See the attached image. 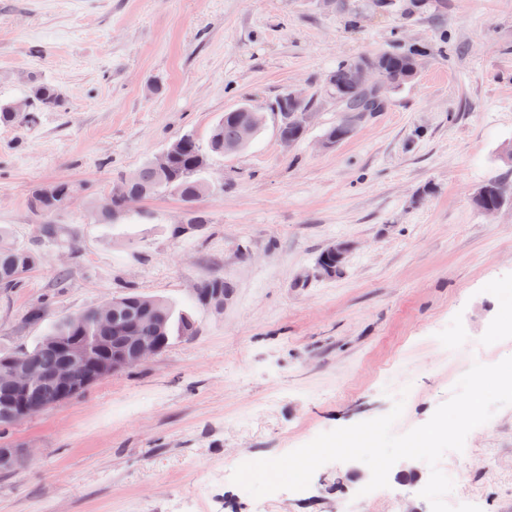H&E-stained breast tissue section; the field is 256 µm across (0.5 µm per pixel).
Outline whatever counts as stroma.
I'll return each instance as SVG.
<instances>
[{
	"mask_svg": "<svg viewBox=\"0 0 512 512\" xmlns=\"http://www.w3.org/2000/svg\"><path fill=\"white\" fill-rule=\"evenodd\" d=\"M392 49L416 57V77L321 149L338 118L329 72ZM33 79L65 104L0 125V227L37 246L29 195L67 181L75 203L55 221L76 249L64 265L44 249L0 291V351L29 350L62 317L130 289L176 303L199 331L16 425L11 441L33 456L0 472V512H380L359 494L370 470L358 461L321 466L298 499L252 497L225 473L241 454L280 457L383 416L400 395L393 431L406 433L473 364L512 357V202L492 216L474 202L487 179L512 176L499 153L512 140V0H0V102ZM289 89L318 119L287 148L271 107ZM243 103L266 122L217 157L201 231L174 235L185 210L170 193L92 223L88 203L113 171L184 133L207 141ZM339 242L346 264L325 275L318 257ZM215 275L229 290L219 312L190 294ZM491 439L495 471L481 455ZM439 467L459 501L476 488L481 512H512V405ZM429 476L421 460L392 467L396 512H431Z\"/></svg>",
	"mask_w": 512,
	"mask_h": 512,
	"instance_id": "obj_1",
	"label": "stroma"
}]
</instances>
